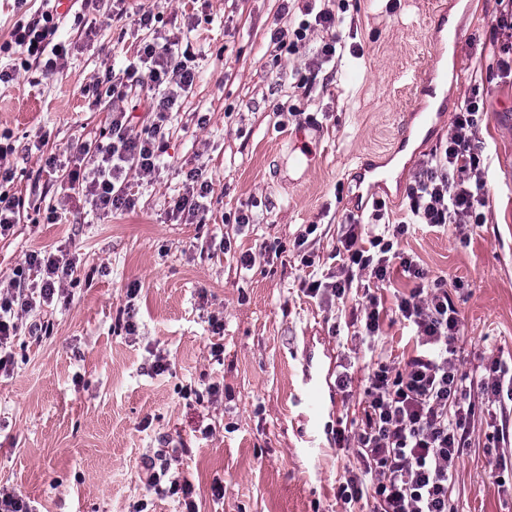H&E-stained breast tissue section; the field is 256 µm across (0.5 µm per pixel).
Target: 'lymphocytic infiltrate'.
I'll list each match as a JSON object with an SVG mask.
<instances>
[{"instance_id": "1", "label": "lymphocytic infiltrate", "mask_w": 512, "mask_h": 512, "mask_svg": "<svg viewBox=\"0 0 512 512\" xmlns=\"http://www.w3.org/2000/svg\"><path fill=\"white\" fill-rule=\"evenodd\" d=\"M37 14L18 19L9 40L0 43V54L20 47L34 62L31 85L53 75L64 55L55 36L62 16L52 0ZM305 0V15L297 28H276L270 33L275 54L295 52L310 33L322 29L332 38L306 62L307 76L296 87L310 93L324 63L341 45L335 34L336 15ZM138 63L128 66L109 87L113 97L128 99L133 91L150 93V124L139 125L134 112H112L107 142L92 151L87 176L71 172L70 183L95 209L123 211L133 202L128 192V173L154 178L166 151L165 128L179 97L192 88L195 72L190 55L178 39L165 35L144 43ZM479 90H472L456 113L443 149L422 158L405 190L410 221L363 236L361 224L349 218L339 238L336 254L342 264L334 281H312L310 292H330L336 298L350 293L355 275H367L374 283L391 281V265L399 263L416 285L400 296L397 310L415 331V347L401 368L378 363L368 378L361 423L353 438L360 462L341 489L342 498L366 502L369 512H448V482L465 445L468 421L475 411L474 393L499 396L507 370L491 362L479 379H469L455 363V342L460 331L457 311L448 295L447 281H427L426 273L412 258L399 257L395 242L410 224H480L485 219L487 163L478 145L482 121ZM40 278L38 287H26L30 275ZM73 275V264L64 255L48 251L26 254L5 290L0 291V372L8 370L6 349L19 330V319L37 303L64 297Z\"/></svg>"}]
</instances>
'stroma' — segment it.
Masks as SVG:
<instances>
[{
  "mask_svg": "<svg viewBox=\"0 0 512 512\" xmlns=\"http://www.w3.org/2000/svg\"><path fill=\"white\" fill-rule=\"evenodd\" d=\"M92 33L73 5L57 34L69 54L38 86L0 85V136L15 147L6 191L25 200L20 221L0 237V283L26 253L61 250L76 265L68 300L38 306L12 343L0 376V487L35 512H182L177 497L144 483L145 464L170 463L195 489L198 512H346L337 496L354 448L339 446L341 423L360 418L365 379L378 358L399 363L412 330L394 319L375 344L355 341L353 301L311 295L309 281L335 271L336 239L350 211L365 225L404 220L403 193L418 160L445 142L474 85L484 87L478 141L487 160L486 220L444 227L413 225L399 253L430 277L460 280L451 292L461 339L456 364L471 377L492 360L512 370V78H498L491 24L499 0H330L345 48L324 66L310 95L297 73L323 35L273 65L275 27L298 24L282 0H125L111 18L99 0ZM154 15L139 27L142 12ZM464 38L453 63L447 106L431 102L427 125L397 148L415 100L410 73L426 69L435 20ZM178 38L193 57L192 88L165 131L167 152L152 181L130 174L132 209L109 214L71 190L67 173L90 164L74 143L109 131L116 103L87 85L122 69L154 33ZM61 169L45 172L48 155ZM391 171L386 185L361 169ZM212 185L204 221L172 216L186 175ZM383 200L375 212L374 200ZM249 223H236L238 214ZM315 263L300 262L295 239L306 225ZM230 247H223V239ZM251 255L245 266L240 258ZM138 285L134 299L126 290ZM136 332L119 325L126 303ZM222 320L215 337L210 323ZM49 323L51 335L27 327ZM222 341L224 352L211 347ZM167 368L156 373L157 359ZM350 371V393L323 390V446L302 451L296 394L305 369ZM219 384L224 393L210 397ZM468 444L448 489L452 512H512V397L494 406L476 398ZM223 497L212 494L214 482Z\"/></svg>",
  "mask_w": 512,
  "mask_h": 512,
  "instance_id": "35a3bbf8",
  "label": "stroma"
}]
</instances>
